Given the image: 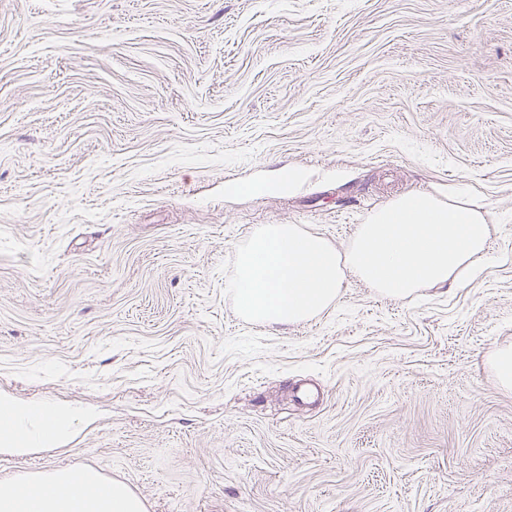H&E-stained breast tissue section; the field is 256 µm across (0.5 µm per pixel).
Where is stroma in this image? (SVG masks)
Returning a JSON list of instances; mask_svg holds the SVG:
<instances>
[{"label": "stroma", "instance_id": "obj_1", "mask_svg": "<svg viewBox=\"0 0 512 512\" xmlns=\"http://www.w3.org/2000/svg\"><path fill=\"white\" fill-rule=\"evenodd\" d=\"M300 172L289 184V172ZM466 183L463 288L244 319L260 224L345 250ZM512 0H0V397L92 413L0 453L148 512H512ZM493 368L500 386L512 390V346L504 347L496 353Z\"/></svg>", "mask_w": 512, "mask_h": 512}]
</instances>
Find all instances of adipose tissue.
<instances>
[{
  "instance_id": "adipose-tissue-1",
  "label": "adipose tissue",
  "mask_w": 512,
  "mask_h": 512,
  "mask_svg": "<svg viewBox=\"0 0 512 512\" xmlns=\"http://www.w3.org/2000/svg\"><path fill=\"white\" fill-rule=\"evenodd\" d=\"M489 226L480 207L457 189L390 200L338 251L293 224H261L237 251L227 286L244 315L288 325L333 303L346 273L382 296L404 300L419 289L467 285L489 260ZM0 450L24 454L67 440L80 409L0 397ZM0 512H145L125 484L104 483L92 468L58 470L30 481L0 482Z\"/></svg>"
}]
</instances>
